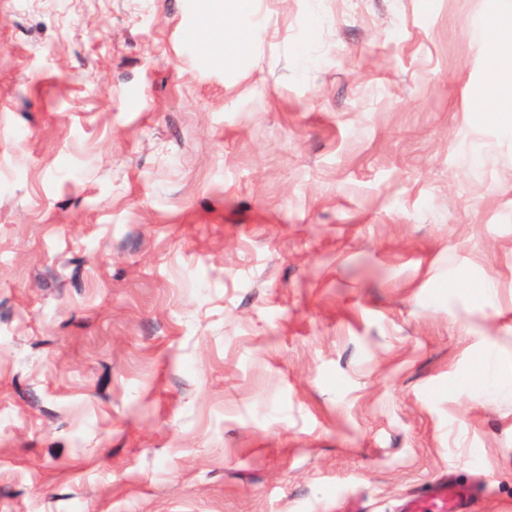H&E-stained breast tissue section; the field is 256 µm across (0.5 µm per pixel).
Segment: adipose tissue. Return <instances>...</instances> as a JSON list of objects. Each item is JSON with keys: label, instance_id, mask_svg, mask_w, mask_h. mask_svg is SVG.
<instances>
[{"label": "adipose tissue", "instance_id": "obj_1", "mask_svg": "<svg viewBox=\"0 0 512 512\" xmlns=\"http://www.w3.org/2000/svg\"><path fill=\"white\" fill-rule=\"evenodd\" d=\"M482 25L491 30L496 45L487 62L489 81L496 96L486 108L485 116L499 120L512 114V13L501 12L484 19Z\"/></svg>", "mask_w": 512, "mask_h": 512}]
</instances>
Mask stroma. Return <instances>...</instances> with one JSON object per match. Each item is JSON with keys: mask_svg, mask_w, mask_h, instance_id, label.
<instances>
[{"mask_svg": "<svg viewBox=\"0 0 512 512\" xmlns=\"http://www.w3.org/2000/svg\"><path fill=\"white\" fill-rule=\"evenodd\" d=\"M224 2L0 0V512H512V0ZM481 26L491 30L496 45L487 62L490 84L496 91L485 117L500 120L512 112V18L505 9L494 17L483 19Z\"/></svg>", "mask_w": 512, "mask_h": 512, "instance_id": "obj_1", "label": "stroma"}]
</instances>
